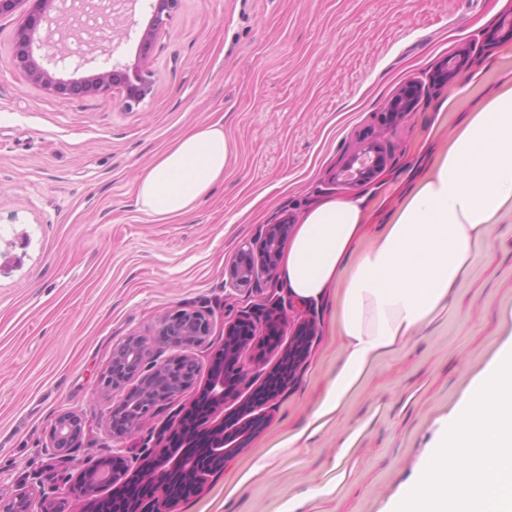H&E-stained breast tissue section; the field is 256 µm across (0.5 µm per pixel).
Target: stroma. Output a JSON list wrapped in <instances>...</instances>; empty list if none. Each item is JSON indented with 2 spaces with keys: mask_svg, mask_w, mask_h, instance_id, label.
I'll list each match as a JSON object with an SVG mask.
<instances>
[{
  "mask_svg": "<svg viewBox=\"0 0 512 512\" xmlns=\"http://www.w3.org/2000/svg\"><path fill=\"white\" fill-rule=\"evenodd\" d=\"M18 18L0 16V488L54 467L47 434L66 410L85 422L63 465L77 482L106 440L116 398L100 378L113 348L154 339L167 313L206 307L203 371L126 439L140 455L145 436L204 387L225 320L285 296L228 288L238 249L320 198L364 196L375 214L393 207L453 129L438 121L440 105L490 64L512 68V40L486 44L512 18V0H181L154 39L153 89L128 109L116 92L63 96L29 83L11 66ZM466 49L456 82L431 89L437 65ZM411 81L426 91L389 129L387 166L361 187L332 181ZM218 120L231 149L223 182L189 216L151 221L136 205L138 173L183 132ZM305 311L317 319L305 365L261 407L247 446L177 512H285L294 499L302 512H389L472 380L512 342V218L475 254L447 310L378 360L337 420L289 449L281 440L307 421L342 350L330 311L293 304L288 314ZM260 458L261 477L226 496Z\"/></svg>",
  "mask_w": 512,
  "mask_h": 512,
  "instance_id": "35a3bbf8",
  "label": "stroma"
}]
</instances>
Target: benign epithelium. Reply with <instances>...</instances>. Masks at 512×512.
<instances>
[{
	"label": "benign epithelium",
	"mask_w": 512,
	"mask_h": 512,
	"mask_svg": "<svg viewBox=\"0 0 512 512\" xmlns=\"http://www.w3.org/2000/svg\"><path fill=\"white\" fill-rule=\"evenodd\" d=\"M180 0H150L152 18L140 37V53L131 63L112 62V51L103 50L100 60L86 53L74 54L67 48L70 38L84 30L77 25V15L85 2L78 0L70 13L62 11L60 0H0V15L25 7L14 34L11 64L27 81L59 95L104 94L115 87L125 89L126 107L142 102L152 91L154 73L149 66V51L157 31L162 29L179 6ZM97 64L96 73L81 80H65L58 74L74 67ZM418 89L403 88L389 103L393 122L403 120L413 111ZM386 165L382 148L371 143L354 150L336 169L334 179L344 185H364ZM291 225L283 221L268 224L258 240L239 249L229 266L228 286L235 289H260L267 284L289 237ZM284 306L275 302L237 314L224 323V344L210 363L205 385L207 401L201 407L203 424L190 422L189 413L177 414L169 429L182 437L179 450L169 449L168 438L157 436V451L141 458L140 476L130 473V459L123 438L141 429L149 416L164 409L170 400L191 388L200 364L192 352L210 335V315L205 309H179L159 321L158 336L164 345L168 337L179 336L173 344L179 353L159 359L147 339L132 336L117 345L101 377L104 388L120 396L117 410L126 427L112 430V444L90 468L81 472L74 485L59 478L48 487L18 486L7 497L0 494V512H47L46 502L55 495L78 493L90 496L103 482L112 483L114 512H171L175 502L168 490L183 487L192 493L201 489L204 477L219 471L224 458L246 445L261 425V418L240 420L235 429L224 433V421L215 420L216 409L235 399L242 388L251 385L236 368L242 355L253 345L280 353L278 362L263 374L252 394H262L271 401L303 365L316 336V320L310 315L298 320L289 330L288 343H282ZM83 435L81 417L73 411L59 415L48 435L46 448L51 458L67 456Z\"/></svg>",
	"instance_id": "7a95c632"
}]
</instances>
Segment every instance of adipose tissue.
I'll return each mask as SVG.
<instances>
[{"instance_id": "1", "label": "adipose tissue", "mask_w": 512, "mask_h": 512, "mask_svg": "<svg viewBox=\"0 0 512 512\" xmlns=\"http://www.w3.org/2000/svg\"><path fill=\"white\" fill-rule=\"evenodd\" d=\"M457 131L400 192L371 244L365 199L326 198L309 207L288 241L279 284L297 304L336 301L341 361L301 443L345 407L382 355L405 347L447 309L475 251L512 214V72L493 71L477 92L460 89ZM230 146L222 122L193 128L136 177L139 209L157 222L195 211L223 182Z\"/></svg>"}]
</instances>
